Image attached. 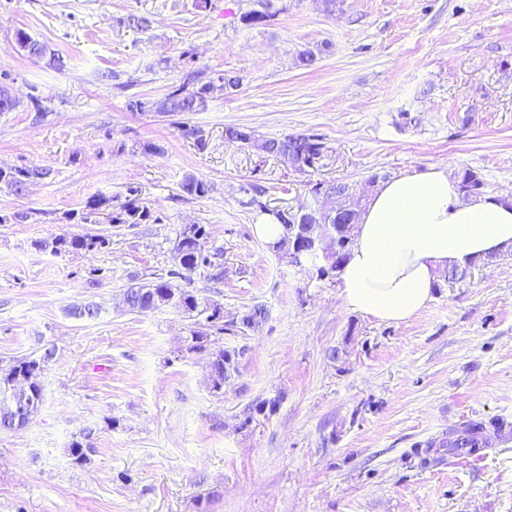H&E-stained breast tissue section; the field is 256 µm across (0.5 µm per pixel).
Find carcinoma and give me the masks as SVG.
I'll list each match as a JSON object with an SVG mask.
<instances>
[{
  "mask_svg": "<svg viewBox=\"0 0 512 512\" xmlns=\"http://www.w3.org/2000/svg\"><path fill=\"white\" fill-rule=\"evenodd\" d=\"M257 7L240 15V22L247 26H257L266 23L278 14L272 10L271 0H256ZM16 44L20 51L35 60L48 59V65L60 69L64 67L63 59L48 53L47 46L31 37L24 31L16 34ZM240 78L226 73L215 72L208 80L199 86L188 89L182 85L160 101L151 104L153 111L161 114L173 112H198L206 106L208 95L220 88L223 91L236 89ZM243 128L229 127L225 131L226 138L237 142L240 146L251 149L258 142V151L274 157L285 166L304 174L314 167L327 147L323 138L317 134L284 135L278 138H261L255 134L246 138ZM46 175L41 169L20 168L4 170L0 168V184L3 183L17 195L24 194L28 186L36 179ZM459 192L462 198L483 194L484 181L479 173L467 168L458 173ZM308 192L314 205L306 214L297 211L285 213L281 210L273 212L276 223L282 227L279 243L289 244L288 231L292 224L305 220L309 224H322L331 233L339 235L347 241H354V227L362 210L365 198L350 195L351 185L343 182L316 181L308 183ZM183 193L189 196L201 197L208 192V184L194 176H187L180 184ZM334 195L341 192L346 199L343 212L321 208L320 194L322 191ZM152 219L149 207L140 204L134 198H129L119 204L109 213L112 224H145ZM198 231H206L203 224L191 226L182 225L173 242L172 255L176 268L169 271V278L153 277L126 288L122 295L124 307L136 313L152 312L164 307H171L195 320L196 328L190 330L186 337V350L198 352L203 349L210 351L211 366L208 368V384L210 389L221 394L224 392V381L230 374L238 371V356L236 350L224 349V339L220 335L227 333L235 335L257 330L268 318L266 307L256 304L245 311L246 318L237 323L224 325V309L220 303L199 296L195 291L181 288L173 284L172 279L190 280V275L200 270H210L213 277H224V249L212 248L208 256L200 255L195 250L193 236ZM108 239L92 235H61L55 238V243L47 241L40 247L51 249L58 254L62 252L87 251L94 252L105 249ZM55 350L44 349V352L34 357H23L14 360L6 368H0V430L14 431L25 427L37 414L42 403L41 374L53 359Z\"/></svg>",
  "mask_w": 512,
  "mask_h": 512,
  "instance_id": "cac0c4a2",
  "label": "carcinoma"
}]
</instances>
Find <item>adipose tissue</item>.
<instances>
[{"mask_svg":"<svg viewBox=\"0 0 512 512\" xmlns=\"http://www.w3.org/2000/svg\"><path fill=\"white\" fill-rule=\"evenodd\" d=\"M338 278L352 311L400 324L432 298L438 270L512 251V201L462 199L447 167L431 165L381 182L360 213Z\"/></svg>","mask_w":512,"mask_h":512,"instance_id":"ef3b65f1","label":"adipose tissue"}]
</instances>
